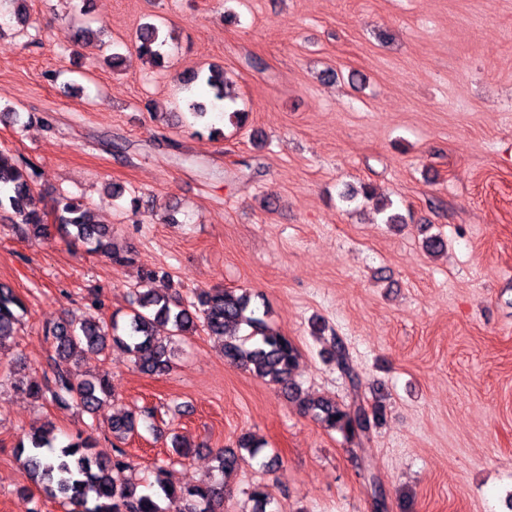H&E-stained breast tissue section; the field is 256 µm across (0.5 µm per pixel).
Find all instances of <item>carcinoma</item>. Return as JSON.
Listing matches in <instances>:
<instances>
[{
  "instance_id": "obj_1",
  "label": "carcinoma",
  "mask_w": 512,
  "mask_h": 512,
  "mask_svg": "<svg viewBox=\"0 0 512 512\" xmlns=\"http://www.w3.org/2000/svg\"><path fill=\"white\" fill-rule=\"evenodd\" d=\"M98 36L89 25L74 22L73 38L89 43ZM175 40L173 31L154 22L142 24L134 36L139 56L159 63L162 47ZM191 82H199L201 92L211 102H235L232 82L224 69L212 66L196 72ZM38 173L34 167L0 150V211L12 213L14 228L25 238L40 239L48 234V218L58 225L69 242L88 253L106 257L115 265L133 261L132 253L111 244L109 226L93 220L91 210L81 199L66 193L53 196L52 212L47 214L30 201ZM131 309L124 322L106 321L95 312L67 320L45 330L52 338L56 358L67 361L80 350L102 352L109 344L122 348L139 371L161 376L169 372L181 339L205 331L223 342L224 360L252 376L277 386L291 402L325 429L337 431L361 447L370 442L376 428L386 422V406L367 405L359 396L361 379L344 343L333 341L330 360L348 379L351 400L343 405L329 398H310L292 375L300 351L288 337L268 321V307H260L248 291L236 292L215 286L202 288L187 299L175 294H160L152 289L131 292ZM27 314L23 301L10 288L0 285V354L5 341L13 336ZM13 388L36 401H50L62 408L76 407L97 419L102 405L113 398L109 373L102 372L77 379L58 366L52 376L41 381L15 375ZM154 417V410L114 415L108 420L112 437L124 440L138 430L140 422ZM53 430L35 432L14 449L17 459L32 483L62 497L72 505L70 512H170L165 504L178 505V512H224V484L243 466L253 461L269 472L282 469L281 458L260 456L263 444L251 433H241L235 445L215 454L219 477L207 478L188 487L176 486L165 477L168 461L154 462L155 480L144 486L125 476L132 465L122 449L111 459L93 452L91 437L77 436L58 446ZM251 512H269L272 495L265 484H256L248 492Z\"/></svg>"
}]
</instances>
